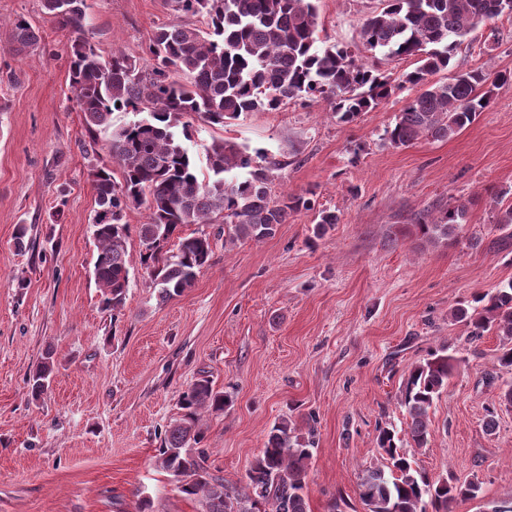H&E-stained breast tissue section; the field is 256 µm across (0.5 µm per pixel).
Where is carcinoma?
I'll list each match as a JSON object with an SVG mask.
<instances>
[{"mask_svg":"<svg viewBox=\"0 0 512 512\" xmlns=\"http://www.w3.org/2000/svg\"><path fill=\"white\" fill-rule=\"evenodd\" d=\"M168 2L176 14L201 17L205 27L176 19L158 28L149 47L153 63L144 65L121 52L108 58L98 53L85 36L87 0H44L47 14L73 35L69 87L85 115L88 142L83 148L94 153L99 140L106 141V157L90 167L89 178L96 205L93 276L104 308L112 311L123 305L130 287L126 214L131 208L148 211L138 230L141 262L163 301L192 288L210 260L209 235L186 234V226L221 223L227 228L225 240L258 242L273 237L290 213L311 208L304 195L271 196L274 161L259 165L248 150L224 140L193 151L190 118L222 126L243 114L318 96L330 103L339 121L350 122L391 91L387 79L356 63L347 49L319 42V0ZM382 2L363 22V45L387 57L418 58L404 82L420 87L387 128L386 140L396 148L422 138L448 140L489 106L493 88L512 82V73L498 74L489 89L481 70H459L445 81L431 77L452 69L459 38L505 11L512 13V0ZM37 41L24 18L14 19V51ZM180 74L190 81H179ZM115 112H131L136 119L115 126ZM234 170L244 176H229ZM464 217L465 207L457 206L437 218H421L419 228L447 241ZM455 317L466 322L472 342L491 331L500 336L498 362L512 368V281L474 296L471 309L458 308ZM447 350L442 346L412 367L402 390L409 416L406 435L419 449L429 445V411L456 371ZM52 373L47 356L29 378L34 394L48 388ZM228 403V395L215 390L210 379L195 381L181 397L184 413L164 438L157 467L179 483L183 494L198 497L200 512H307L304 490L313 441L286 419L271 428L244 486L209 473L206 450L200 447V414L222 411ZM376 444L386 465L362 471L364 512H452L454 503L475 499L482 490L477 478L432 477L419 469L392 428H379Z\"/></svg>","mask_w":512,"mask_h":512,"instance_id":"carcinoma-1","label":"carcinoma"}]
</instances>
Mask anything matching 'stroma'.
Instances as JSON below:
<instances>
[{
	"mask_svg": "<svg viewBox=\"0 0 512 512\" xmlns=\"http://www.w3.org/2000/svg\"><path fill=\"white\" fill-rule=\"evenodd\" d=\"M86 34L102 56L149 63L156 29L174 18L164 0H88ZM380 0H320L321 39L387 76L375 108L340 122L321 98L289 102L212 127L221 138L279 162L273 194L311 195L275 236L225 244L220 224H198L213 253L193 288L160 300L141 263L138 226L127 213L131 284L120 314L102 309L91 276L94 195L84 114L69 90L70 34L43 0H0V512H199L155 456L199 376L231 396L202 414L211 473L242 486L270 428L291 420L312 433L308 512H364L358 476L381 465L376 436L404 431L399 397L410 368L447 347L457 369L430 410L428 447L413 449L433 476L479 478L482 492L453 512H492L512 500V407L499 389V338L470 343L453 312L512 281V235L495 222L512 205V84L454 137L406 147L383 142L416 90L412 57L388 59L360 39ZM25 18L37 48L11 51V23ZM458 70L512 73V15L464 38ZM465 205L453 241L428 243L420 215ZM338 224L320 238L318 210ZM28 227L17 246V225ZM53 356L50 388L32 396L28 377ZM497 427L486 432V408Z\"/></svg>",
	"mask_w": 512,
	"mask_h": 512,
	"instance_id": "obj_1",
	"label": "stroma"
}]
</instances>
